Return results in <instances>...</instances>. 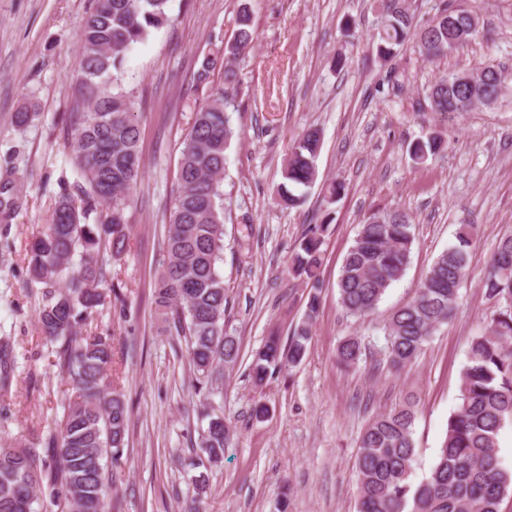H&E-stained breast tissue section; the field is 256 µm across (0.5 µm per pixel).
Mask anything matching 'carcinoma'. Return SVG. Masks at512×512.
Segmentation results:
<instances>
[{"label": "carcinoma", "instance_id": "cac0c4a2", "mask_svg": "<svg viewBox=\"0 0 512 512\" xmlns=\"http://www.w3.org/2000/svg\"><path fill=\"white\" fill-rule=\"evenodd\" d=\"M170 0H91L80 40L77 92L64 113L66 139L72 145L75 179L62 187L50 206L47 224L26 250L30 282L41 288L38 327L54 345V366L75 390L48 437L47 456L0 444V512H38L43 486L51 488L67 512H107L108 468L122 456L129 428V407L112 391V337L83 330L87 319L108 300H121L108 265L127 249L129 218L141 184V127L135 100L122 84L127 54L151 30L170 21ZM376 53L392 60L411 42L428 60L443 58L471 41L479 30L475 10L445 8L424 23L406 0H379ZM238 29L221 56H207L196 78L210 80L224 64V83L239 84L232 61L254 40L251 14L243 7ZM450 72L430 86L431 109L444 115L467 112L476 104L499 100L512 72L485 66L478 89ZM190 122L183 138L179 179L164 241V257L154 286V302L164 330L185 341L195 392L208 395L236 364L239 344L224 332L228 297L224 262L225 151L234 131L226 113L224 87L187 104ZM321 132L304 131L295 141L278 187L288 208L304 203L317 177ZM447 140L430 134L411 143L416 164L437 157ZM22 178L15 169L0 180V219L20 207ZM329 223L307 227L291 260L292 270L311 283L305 317L293 329L288 346L268 341L253 359L251 372L261 383L286 366L298 364L308 350L320 306L317 270ZM411 217L402 211L375 212L360 225L345 255L337 281L339 302L355 319L374 314L386 290L405 274L415 240ZM477 226L461 224L456 243L441 252L416 288L415 296L394 311L384 329L385 359L393 367L416 360L436 330L452 318L459 290L470 275L469 250ZM485 297L496 310L482 332L472 337L459 385V404L448 418L445 439L429 474L411 481L416 455L412 406L370 418L358 439L357 512H499L512 493V471L499 455V436L512 425V234L503 236L484 272ZM9 340L0 342V402L10 398ZM366 346L344 337L336 361L358 366ZM235 434L222 416H209L189 467L207 469L224 459Z\"/></svg>", "mask_w": 512, "mask_h": 512}]
</instances>
